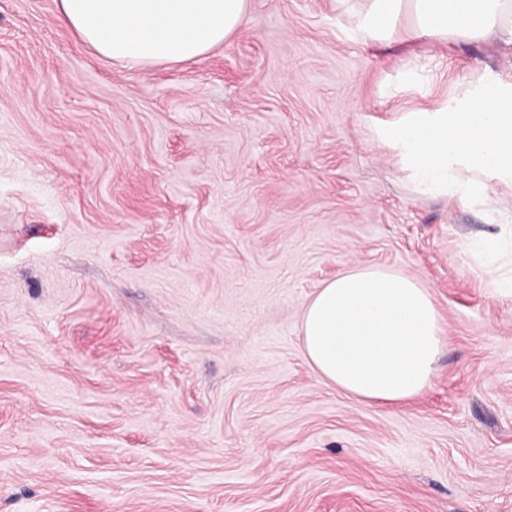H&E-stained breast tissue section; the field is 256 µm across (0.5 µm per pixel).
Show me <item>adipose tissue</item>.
Instances as JSON below:
<instances>
[{"mask_svg": "<svg viewBox=\"0 0 512 512\" xmlns=\"http://www.w3.org/2000/svg\"><path fill=\"white\" fill-rule=\"evenodd\" d=\"M362 40L512 44V0H340ZM250 0H58L59 17L100 56L135 69L201 57L241 27ZM464 251L512 296V225ZM445 328L431 288L372 264L343 270L305 303L304 356L323 382L366 404H400L430 386Z\"/></svg>", "mask_w": 512, "mask_h": 512, "instance_id": "ef3b65f1", "label": "adipose tissue"}]
</instances>
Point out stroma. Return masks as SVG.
Listing matches in <instances>:
<instances>
[{
	"instance_id": "1",
	"label": "stroma",
	"mask_w": 512,
	"mask_h": 512,
	"mask_svg": "<svg viewBox=\"0 0 512 512\" xmlns=\"http://www.w3.org/2000/svg\"><path fill=\"white\" fill-rule=\"evenodd\" d=\"M486 41L360 39L336 0H251L200 60L128 69L0 0V512H512V296L463 247L512 199L418 194L378 137L485 80ZM431 288V386L316 376L344 268Z\"/></svg>"
}]
</instances>
